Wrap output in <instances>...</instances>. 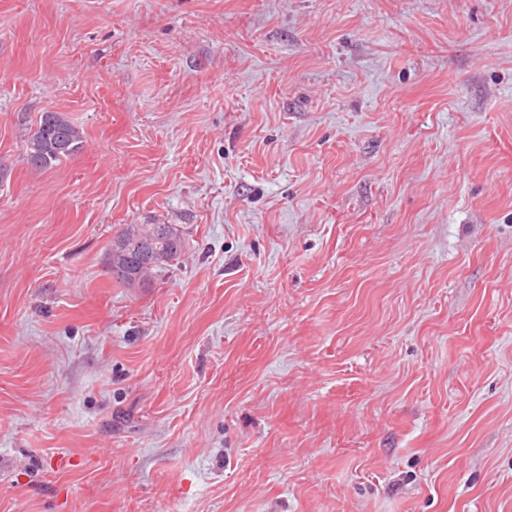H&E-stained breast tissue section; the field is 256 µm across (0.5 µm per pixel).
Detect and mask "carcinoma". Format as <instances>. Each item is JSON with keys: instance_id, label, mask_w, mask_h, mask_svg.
I'll list each match as a JSON object with an SVG mask.
<instances>
[{"instance_id": "carcinoma-1", "label": "carcinoma", "mask_w": 512, "mask_h": 512, "mask_svg": "<svg viewBox=\"0 0 512 512\" xmlns=\"http://www.w3.org/2000/svg\"><path fill=\"white\" fill-rule=\"evenodd\" d=\"M83 145L79 128L60 112H43L36 129L26 139L24 160L34 169H49L78 152ZM123 252L125 271L113 272L121 285L134 286L147 274L163 269L182 251L179 230L171 224H127L113 239L107 253L112 268L113 250Z\"/></svg>"}]
</instances>
